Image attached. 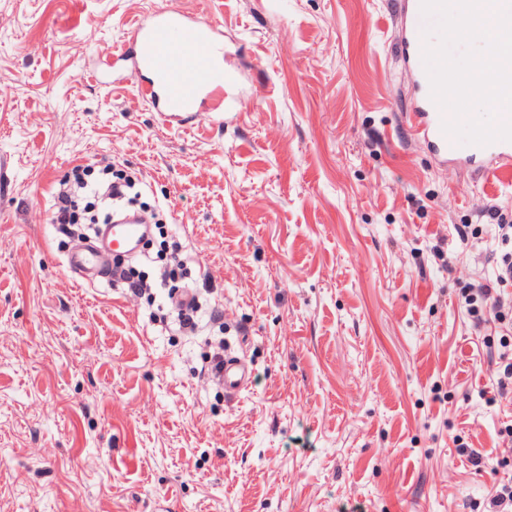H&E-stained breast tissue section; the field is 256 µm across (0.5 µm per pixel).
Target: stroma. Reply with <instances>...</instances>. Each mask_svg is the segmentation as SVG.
I'll list each match as a JSON object with an SVG mask.
<instances>
[{"instance_id":"1","label":"stroma","mask_w":512,"mask_h":512,"mask_svg":"<svg viewBox=\"0 0 512 512\" xmlns=\"http://www.w3.org/2000/svg\"><path fill=\"white\" fill-rule=\"evenodd\" d=\"M401 4L0 0V512H486L512 402H490L502 330L463 291L492 273L512 177L411 135ZM162 7L218 29L223 122L169 129L98 82ZM107 162L180 246L201 332L165 324L167 289L65 271L58 183ZM217 341L252 370L240 395L199 374Z\"/></svg>"}]
</instances>
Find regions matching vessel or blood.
Listing matches in <instances>:
<instances>
[{"mask_svg":"<svg viewBox=\"0 0 512 512\" xmlns=\"http://www.w3.org/2000/svg\"><path fill=\"white\" fill-rule=\"evenodd\" d=\"M403 31L400 53L413 73L417 97L406 118L415 138L431 146L444 162H461L478 174L512 172V141L485 146L456 144L442 130L444 115L431 98L422 57V33L428 22L420 0H404L397 16ZM116 82H133L146 70L158 80L138 94L148 100L163 125L184 129L206 117L221 119L236 97L224 71V43L216 28L177 9H160L133 23L120 51ZM147 224L139 214H126L101 225L97 235L68 253L65 269L82 285L111 279L117 257L134 256L143 246ZM251 372L244 358L225 354L224 390L248 389Z\"/></svg>","mask_w":512,"mask_h":512,"instance_id":"b4317fda","label":"vessel or blood"}]
</instances>
